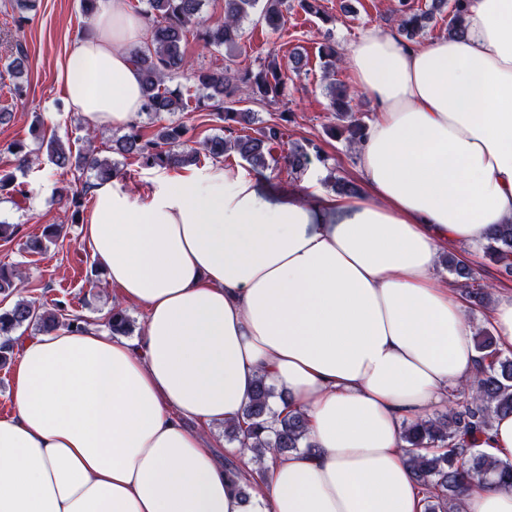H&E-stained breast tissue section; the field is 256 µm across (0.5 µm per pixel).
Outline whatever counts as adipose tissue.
<instances>
[{"instance_id":"obj_1","label":"adipose tissue","mask_w":512,"mask_h":512,"mask_svg":"<svg viewBox=\"0 0 512 512\" xmlns=\"http://www.w3.org/2000/svg\"><path fill=\"white\" fill-rule=\"evenodd\" d=\"M464 28L415 47L372 26L345 52L378 113L358 196L272 206L219 164L144 201L115 178L93 188L82 240L144 333L24 341L0 512H425L403 430L479 369L436 257L512 222V0H472ZM144 33L112 0L67 50L59 79L92 128L140 112ZM261 378L285 392L277 411L305 414L308 446L268 452L245 501L204 431L242 421ZM460 501L512 512V487L473 480Z\"/></svg>"}]
</instances>
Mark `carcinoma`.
<instances>
[{"label": "carcinoma", "mask_w": 512, "mask_h": 512, "mask_svg": "<svg viewBox=\"0 0 512 512\" xmlns=\"http://www.w3.org/2000/svg\"><path fill=\"white\" fill-rule=\"evenodd\" d=\"M149 10L148 37L143 45L132 52L142 82V113L158 119L163 114L211 110L217 120L224 122L230 132L236 125L241 129L252 128V133L226 138L213 135L194 144L183 140L186 126L171 121L158 127L156 133L147 135L143 126L135 121L127 131L113 140L112 150L131 156L148 168H185L209 158L220 161L231 152L237 154L252 170L261 174L270 165L284 161L288 173H303L310 163L311 152L319 151L314 143L294 144L283 158L275 157L276 146L282 143L283 133L276 124L256 126V114L243 103L275 101L288 84V72L299 73L306 65L299 52L291 55V67L282 69L276 58L270 57L253 71L236 65L234 50L244 40L242 21L255 9H260L259 21L273 31L288 25L292 9L289 0H224V17L212 22L204 18L203 0H147ZM471 0H453L448 18V33L464 34L462 18ZM447 0H432L425 11L409 12L399 9L398 32L406 39L416 38L441 12ZM193 34L203 46H224V67L195 70L182 50L188 34ZM190 74L199 84L195 106L184 102L177 89L167 83ZM335 73L325 72L327 109L339 125L327 128V134L345 138L358 145L366 135L368 124L357 115L354 93L350 87L336 79ZM44 121L36 119L32 125L33 139L46 146L50 161L60 169L77 174L90 170L98 179L117 172V166L92 152L73 154L70 146L56 137L43 134ZM483 253L493 264L512 274V223L499 224L483 244ZM448 271L461 279L460 286L473 306L485 307L490 302L487 286L475 278L472 269L462 261L448 259ZM22 271L16 267L0 266V294L10 295L21 279ZM36 326L45 334L67 326L85 328L78 318L63 323L57 313L44 310L35 303L20 299L10 308L0 311V368L11 364L16 340L11 333L26 325ZM115 335L131 331V322L125 310L112 309L105 322ZM479 353L480 370L471 391L464 399H455L444 414L405 427L404 440L412 448L407 463L417 480L428 493L426 512H457L463 485L471 479H493L512 483V465L501 463L479 449L481 437L490 430L492 420L500 415H512V355L499 348L493 333L485 328L475 337ZM276 398L274 386L260 379L253 396L244 409L249 421L247 428L235 422L224 423V437L228 441L249 449L253 460L263 464L267 449L283 454L305 445L306 419L301 413L280 415L272 408ZM422 448H437L439 452L428 455Z\"/></svg>", "instance_id": "cac0c4a2"}]
</instances>
